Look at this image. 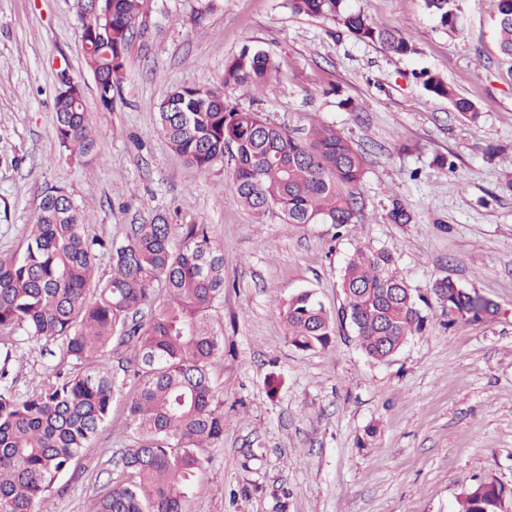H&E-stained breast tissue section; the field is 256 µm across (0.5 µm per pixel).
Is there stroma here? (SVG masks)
I'll return each instance as SVG.
<instances>
[{
	"mask_svg": "<svg viewBox=\"0 0 512 512\" xmlns=\"http://www.w3.org/2000/svg\"><path fill=\"white\" fill-rule=\"evenodd\" d=\"M351 6L397 28L415 54L387 53L293 13L288 0H148L106 110L84 64L75 0H0V255L22 249L42 192L62 185L90 236L120 241L160 215L207 225L224 256V299L212 313L224 338L213 370L224 439L202 453L189 512H456L484 478L504 488L512 512V59L498 51L493 0H459L453 34L423 0ZM246 46L267 51L279 73L259 92L223 87L225 97L297 132L323 123L347 137L365 158L361 222L303 226L274 210L255 220L234 200L230 160L198 171L158 134L167 93L223 86L225 61ZM64 69L82 81L98 132L89 165L54 134ZM425 71L470 99L476 119L431 96ZM394 198L411 223L388 220ZM358 249L390 253L414 294L449 278L499 312L448 326L433 307L431 328L384 363L347 327L328 347L298 350L284 302L311 290L337 312L342 268ZM7 350L0 341L22 397L81 368L57 341L24 337L13 360ZM133 391H116L111 423L54 485L49 512H87L123 479L119 457L137 440L125 421Z\"/></svg>",
	"mask_w": 512,
	"mask_h": 512,
	"instance_id": "1",
	"label": "stroma"
}]
</instances>
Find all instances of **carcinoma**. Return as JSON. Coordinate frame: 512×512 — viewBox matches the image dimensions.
I'll return each mask as SVG.
<instances>
[{
  "mask_svg": "<svg viewBox=\"0 0 512 512\" xmlns=\"http://www.w3.org/2000/svg\"><path fill=\"white\" fill-rule=\"evenodd\" d=\"M296 14L332 20L357 39L385 52L414 48L395 27L380 26L353 10L349 0H288ZM145 0H76L79 35L107 32L108 43L85 52V66L101 79L97 99L112 109L122 81L118 53L126 52ZM439 25L457 29V0H424ZM494 27L501 54L512 58V0H495ZM278 65L262 49L244 48L224 66L223 84L260 90ZM426 91L448 100L465 117L474 103L458 96L440 76L421 75ZM59 147L89 164L98 134L79 80L54 98ZM158 131L185 163L210 169L229 156L236 202L257 216L278 210L290 224H353L363 204L357 192L362 154L335 127L313 125L294 132L259 112L242 110L209 84L173 87L158 106ZM388 217L412 221L398 200ZM102 241L86 234L84 211L68 191L46 188L24 249L0 257V335L23 330L59 341L83 364L77 374L41 393L21 398L0 369V512H46L42 503L99 427L112 421L117 374L102 363L112 349L129 351L138 388L127 407L136 446L122 454L126 478L93 499L88 512H187L201 468L199 450L224 438V410L217 404L211 370L224 340L211 310L224 298V258L204 224L175 226L157 217L133 224L126 240L110 245L112 274L93 281ZM385 252L355 251L343 276L344 303L329 314L308 290L282 309L288 337L300 350L324 348L336 324H349L371 360L385 362L431 325L430 305L391 270ZM165 288L157 297L156 288ZM448 323L477 320L492 303L450 279L431 289ZM503 488L482 480L457 500V512H501Z\"/></svg>",
  "mask_w": 512,
  "mask_h": 512,
  "instance_id": "1",
  "label": "carcinoma"
}]
</instances>
